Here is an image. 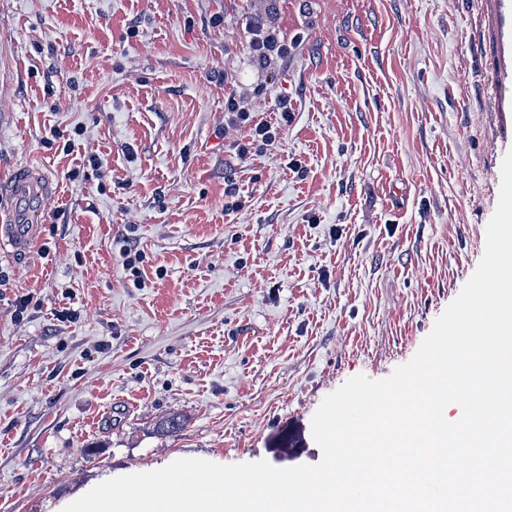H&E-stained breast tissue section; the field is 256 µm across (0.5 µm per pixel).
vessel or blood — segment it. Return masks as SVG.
<instances>
[{
  "label": "vessel or blood",
  "mask_w": 512,
  "mask_h": 512,
  "mask_svg": "<svg viewBox=\"0 0 512 512\" xmlns=\"http://www.w3.org/2000/svg\"><path fill=\"white\" fill-rule=\"evenodd\" d=\"M56 188L41 167L24 165L11 175L0 177V196L10 202L8 220L0 224V246L10 245L25 251L40 237V223L47 201Z\"/></svg>",
  "instance_id": "vessel-or-blood-1"
}]
</instances>
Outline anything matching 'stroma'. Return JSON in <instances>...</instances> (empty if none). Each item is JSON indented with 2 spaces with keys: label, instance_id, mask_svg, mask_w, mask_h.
<instances>
[{
  "label": "stroma",
  "instance_id": "1",
  "mask_svg": "<svg viewBox=\"0 0 512 512\" xmlns=\"http://www.w3.org/2000/svg\"><path fill=\"white\" fill-rule=\"evenodd\" d=\"M259 12L302 37L266 66ZM224 73L293 112L244 160ZM511 149L512 0H0V175L58 187L0 251V512L181 458L317 464L323 398L409 361L475 271Z\"/></svg>",
  "mask_w": 512,
  "mask_h": 512
}]
</instances>
